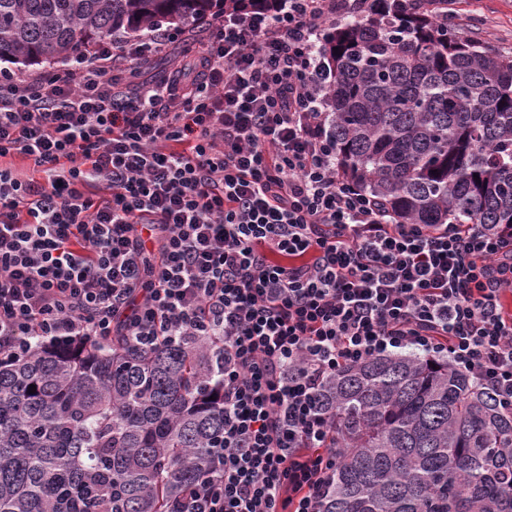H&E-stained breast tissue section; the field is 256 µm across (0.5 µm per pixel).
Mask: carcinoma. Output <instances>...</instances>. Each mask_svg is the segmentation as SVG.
I'll use <instances>...</instances> for the list:
<instances>
[{"instance_id":"obj_1","label":"carcinoma","mask_w":512,"mask_h":512,"mask_svg":"<svg viewBox=\"0 0 512 512\" xmlns=\"http://www.w3.org/2000/svg\"><path fill=\"white\" fill-rule=\"evenodd\" d=\"M273 3L0 0V61L66 62L114 35ZM320 55L347 178L405 224L512 225V55L419 2L391 25L336 23ZM222 367L205 342L1 358L0 512H166L223 443ZM320 403L336 420L322 512H512V410L468 374L373 357L326 379Z\"/></svg>"}]
</instances>
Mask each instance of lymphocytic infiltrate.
Returning <instances> with one entry per match:
<instances>
[{"instance_id":"1","label":"lymphocytic infiltrate","mask_w":512,"mask_h":512,"mask_svg":"<svg viewBox=\"0 0 512 512\" xmlns=\"http://www.w3.org/2000/svg\"><path fill=\"white\" fill-rule=\"evenodd\" d=\"M407 2L213 16L188 80L146 75L168 32L0 68V356L224 348V445L173 512H320L336 454L318 391L371 357L448 362L512 408V226L401 223L329 134L326 30Z\"/></svg>"}]
</instances>
